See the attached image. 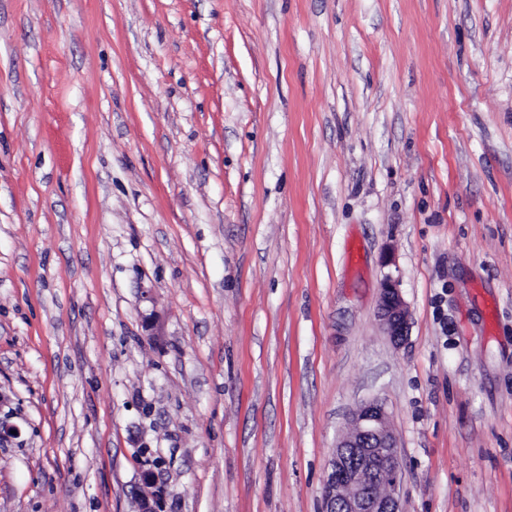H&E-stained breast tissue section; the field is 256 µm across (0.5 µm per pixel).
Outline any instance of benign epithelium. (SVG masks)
<instances>
[{"label":"benign epithelium","mask_w":512,"mask_h":512,"mask_svg":"<svg viewBox=\"0 0 512 512\" xmlns=\"http://www.w3.org/2000/svg\"><path fill=\"white\" fill-rule=\"evenodd\" d=\"M379 317L398 344L408 334L409 312L395 280L382 284ZM402 465L384 406L376 400L350 416V430L337 443L326 481V512H402ZM153 472L142 474L139 512H156Z\"/></svg>","instance_id":"1"}]
</instances>
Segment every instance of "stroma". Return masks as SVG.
<instances>
[{
  "instance_id": "stroma-1",
  "label": "stroma",
  "mask_w": 512,
  "mask_h": 512,
  "mask_svg": "<svg viewBox=\"0 0 512 512\" xmlns=\"http://www.w3.org/2000/svg\"><path fill=\"white\" fill-rule=\"evenodd\" d=\"M373 399L512 512V0H0V512H325ZM379 317L387 335L394 343H400L408 334L409 312L395 280L386 278L382 284Z\"/></svg>"
}]
</instances>
